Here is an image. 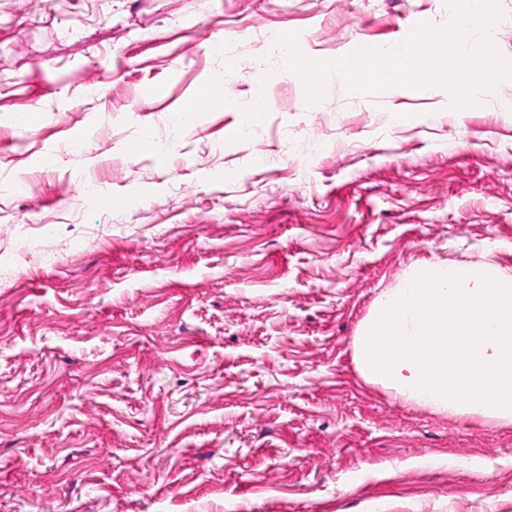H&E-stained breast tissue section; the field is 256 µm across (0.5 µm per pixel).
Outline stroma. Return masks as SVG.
<instances>
[{
	"mask_svg": "<svg viewBox=\"0 0 512 512\" xmlns=\"http://www.w3.org/2000/svg\"><path fill=\"white\" fill-rule=\"evenodd\" d=\"M453 17L0 0V512H512V424L412 405L352 360L414 262L512 271V78L474 111L439 86L310 105L269 44L292 30L327 60ZM211 82L223 110L185 122Z\"/></svg>",
	"mask_w": 512,
	"mask_h": 512,
	"instance_id": "35a3bbf8",
	"label": "stroma"
}]
</instances>
